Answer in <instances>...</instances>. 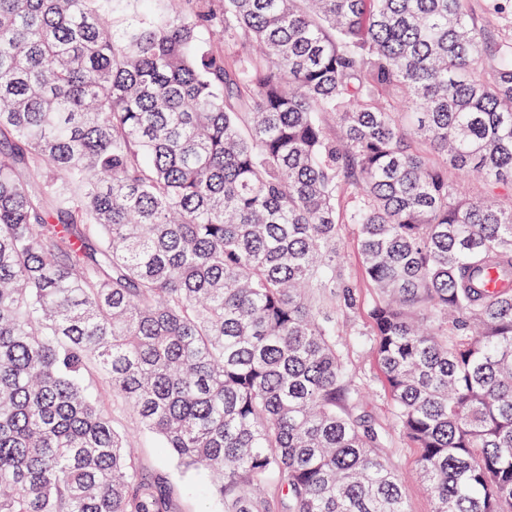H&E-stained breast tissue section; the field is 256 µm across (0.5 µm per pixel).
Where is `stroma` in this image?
I'll use <instances>...</instances> for the list:
<instances>
[{"label": "stroma", "instance_id": "1", "mask_svg": "<svg viewBox=\"0 0 512 512\" xmlns=\"http://www.w3.org/2000/svg\"><path fill=\"white\" fill-rule=\"evenodd\" d=\"M338 238L342 250V268L351 281L358 298V308L352 313L338 312L340 334L336 342L343 352L351 383L370 391L363 412L377 428L388 431L389 440L383 456L390 467L406 479L407 512H432L433 502L426 485L417 476L419 452L402 434L394 432V403L382 378L380 368L371 353L373 338L367 310L373 299L362 272V260L357 235L351 225H340ZM101 403L117 430L135 435L134 453L146 470L168 471L176 489V512H217L219 505L210 496L206 484L199 478L181 473L171 461L164 459L154 438L141 432L137 416L122 398L112 395L108 387L95 388Z\"/></svg>", "mask_w": 512, "mask_h": 512}]
</instances>
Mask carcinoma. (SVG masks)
<instances>
[{
    "label": "carcinoma",
    "instance_id": "1",
    "mask_svg": "<svg viewBox=\"0 0 512 512\" xmlns=\"http://www.w3.org/2000/svg\"><path fill=\"white\" fill-rule=\"evenodd\" d=\"M128 2L0 0V512H170L97 381L224 512H407L341 224L433 512H512V0ZM338 238L342 250V269L347 275L358 298V310L348 313L337 310L336 290H320L325 306L335 311L340 322V336L336 343L342 349L348 377L356 387L372 392L367 405L362 409L377 428L389 433L383 456L390 467L406 478L407 512H432L433 502L426 485L417 477L419 452L402 434L394 432V403L388 393L377 361L371 353L374 336L367 310L373 299L372 288L363 277L362 260L357 235L351 224L339 225Z\"/></svg>",
    "mask_w": 512,
    "mask_h": 512
}]
</instances>
